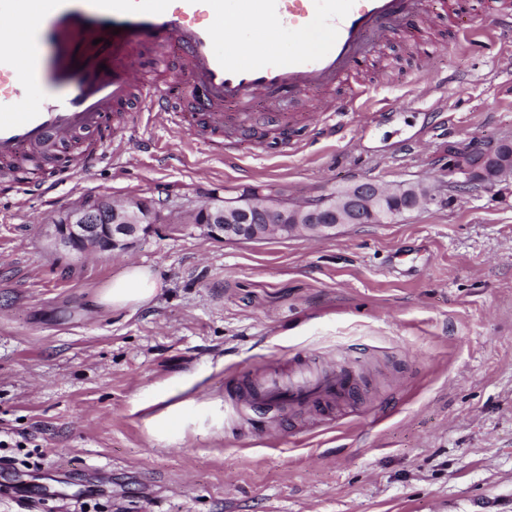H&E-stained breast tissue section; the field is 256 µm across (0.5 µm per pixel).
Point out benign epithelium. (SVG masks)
Here are the masks:
<instances>
[{"mask_svg": "<svg viewBox=\"0 0 512 512\" xmlns=\"http://www.w3.org/2000/svg\"><path fill=\"white\" fill-rule=\"evenodd\" d=\"M448 192L465 195L512 175V162L489 164L482 158L469 167L448 163ZM409 199V209L438 204L441 198L423 183L384 189L372 181L330 191L293 203L272 194L247 193L203 206L200 224L207 234L224 241H263L305 237L325 239L345 224H372L397 197ZM157 208L138 200L91 201L69 212L54 226L53 243L79 253L129 249L152 228Z\"/></svg>", "mask_w": 512, "mask_h": 512, "instance_id": "obj_1", "label": "benign epithelium"}]
</instances>
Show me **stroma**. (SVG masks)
<instances>
[{"label":"stroma","instance_id":"35a3bbf8","mask_svg":"<svg viewBox=\"0 0 512 512\" xmlns=\"http://www.w3.org/2000/svg\"><path fill=\"white\" fill-rule=\"evenodd\" d=\"M461 2L491 29L490 0ZM457 18L358 71L374 124L316 139L301 122V149L271 148L258 103L229 164L142 116L55 203L0 191V512H512V178L327 239L224 242L191 221L256 187L437 185L454 154L512 145V38L468 48ZM93 199L160 215L123 252L56 248ZM132 265L161 292L99 304ZM328 362L361 372L330 413L234 403L262 371Z\"/></svg>","mask_w":512,"mask_h":512}]
</instances>
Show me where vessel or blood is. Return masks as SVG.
<instances>
[{"label": "vessel or blood", "instance_id": "b4317fda", "mask_svg": "<svg viewBox=\"0 0 512 512\" xmlns=\"http://www.w3.org/2000/svg\"><path fill=\"white\" fill-rule=\"evenodd\" d=\"M432 0H0V171L24 156L69 149L54 178L35 173L23 195L45 198L90 173L102 145L126 142L123 115L140 107L177 131L224 142L248 128L251 102L275 120L284 95L342 83L374 44L431 23ZM361 94L339 112L312 105L313 131L335 134L338 114L363 111ZM332 365L271 371L243 402L252 411L332 410L349 395Z\"/></svg>", "mask_w": 512, "mask_h": 512}]
</instances>
